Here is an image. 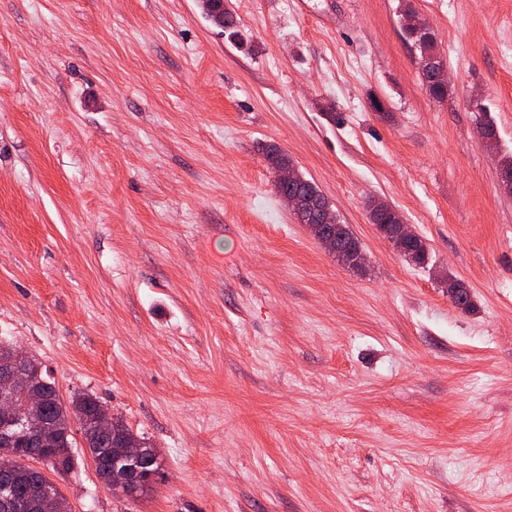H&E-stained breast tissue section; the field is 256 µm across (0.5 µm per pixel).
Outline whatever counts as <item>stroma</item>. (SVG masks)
Returning a JSON list of instances; mask_svg holds the SVG:
<instances>
[{"label": "stroma", "mask_w": 512, "mask_h": 512, "mask_svg": "<svg viewBox=\"0 0 512 512\" xmlns=\"http://www.w3.org/2000/svg\"><path fill=\"white\" fill-rule=\"evenodd\" d=\"M224 5L243 44L196 0H0V339L162 462L133 499L75 448L71 512H512V0ZM270 143L363 271L282 203ZM298 172V171H297ZM311 206L331 207L318 185L298 172V182L292 187ZM332 208V207H331ZM369 213L370 220L372 224H376L377 229L382 233L384 232V237L388 241L393 242V247L396 251L405 258L406 261L414 263L415 265H423L426 256L428 255V250L423 242L421 241V249L416 257H412L413 261L410 260V256L407 253L402 252V247L397 239L393 236L394 228H393V218L392 213L390 212V204L382 199H374L370 202L369 205ZM333 222V217L330 215V213H322L321 215L317 216L315 223H306L305 225L308 227L310 233L313 235V237L321 244L324 245L328 251L331 250V244L329 240L325 238V229L324 224H330L331 225V232L334 235V239L340 238L344 240L346 243L352 242L355 247H358V241L352 233L349 231L348 226L346 224H340V221L338 220L336 216V223L331 224Z\"/></svg>", "instance_id": "1"}]
</instances>
